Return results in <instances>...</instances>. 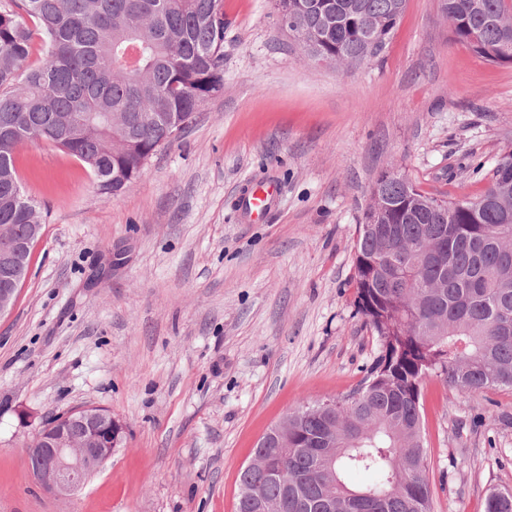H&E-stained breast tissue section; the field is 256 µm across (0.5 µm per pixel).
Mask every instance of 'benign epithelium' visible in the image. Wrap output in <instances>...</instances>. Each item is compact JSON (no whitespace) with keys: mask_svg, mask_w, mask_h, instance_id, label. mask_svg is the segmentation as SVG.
Masks as SVG:
<instances>
[{"mask_svg":"<svg viewBox=\"0 0 512 512\" xmlns=\"http://www.w3.org/2000/svg\"><path fill=\"white\" fill-rule=\"evenodd\" d=\"M16 244L12 224L0 225V265L12 263ZM122 423L98 406H86L44 425L28 445L27 457L37 480L49 489L66 494L104 468L117 447Z\"/></svg>","mask_w":512,"mask_h":512,"instance_id":"1","label":"benign epithelium"}]
</instances>
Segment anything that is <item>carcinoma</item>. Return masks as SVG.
<instances>
[{
	"label": "carcinoma",
	"mask_w": 512,
	"mask_h": 512,
	"mask_svg": "<svg viewBox=\"0 0 512 512\" xmlns=\"http://www.w3.org/2000/svg\"><path fill=\"white\" fill-rule=\"evenodd\" d=\"M0 10V224H43L23 190L21 147L52 141L93 175L100 195L140 176L167 129L224 88L223 0H9ZM281 29L311 59L362 64L389 43L406 0H273ZM455 40L512 64V0H442ZM47 56L29 63L34 36ZM383 234L358 225L357 307L381 353L364 385L324 411L301 405L265 435L239 476L237 512H431L420 385L512 389V150L483 191L441 199L385 173ZM31 246L14 258L25 277ZM377 479L352 488L346 475ZM485 512H512L493 491Z\"/></svg>",
	"instance_id": "obj_1"
}]
</instances>
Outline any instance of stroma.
Returning a JSON list of instances; mask_svg holds the SVG:
<instances>
[{"label":"stroma","mask_w":512,"mask_h":512,"mask_svg":"<svg viewBox=\"0 0 512 512\" xmlns=\"http://www.w3.org/2000/svg\"><path fill=\"white\" fill-rule=\"evenodd\" d=\"M224 87L115 196L40 141L17 156L46 221L0 316V512H236L258 440L360 387L380 347L357 311L354 246L384 173L479 194L512 149V64L454 40L441 0H407L369 62L309 59L272 0H224ZM281 185L247 222L241 183ZM124 440L76 492L26 446L88 406ZM432 512L512 491V390L421 386Z\"/></svg>","instance_id":"1"}]
</instances>
